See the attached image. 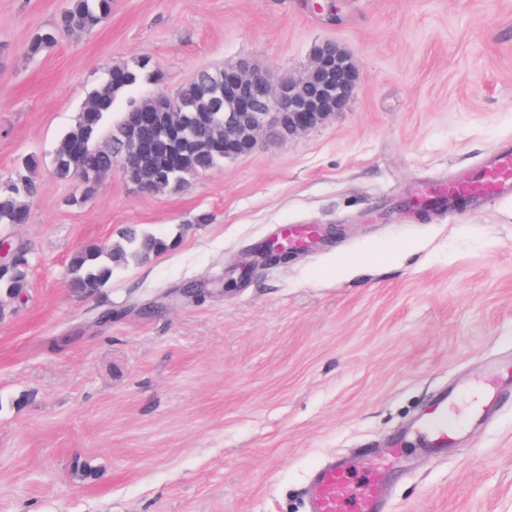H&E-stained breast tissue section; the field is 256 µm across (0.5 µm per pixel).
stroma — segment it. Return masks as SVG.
<instances>
[{
    "label": "stroma",
    "mask_w": 512,
    "mask_h": 512,
    "mask_svg": "<svg viewBox=\"0 0 512 512\" xmlns=\"http://www.w3.org/2000/svg\"><path fill=\"white\" fill-rule=\"evenodd\" d=\"M64 6L0 0V183L40 160L29 222L0 227L32 253L0 298V512H309L315 471L360 482L369 452L383 512H512V199L396 208L512 142V0H113L29 57ZM326 41L359 84L323 125L176 190L116 168L80 203L53 175L113 66L149 60L172 94L241 59L301 74ZM129 225L175 245L74 294L72 255ZM311 225L335 233L240 273ZM443 392L461 431L428 448ZM28 266L16 267L13 271L0 273V294L13 297L21 293L27 284Z\"/></svg>",
    "instance_id": "stroma-1"
}]
</instances>
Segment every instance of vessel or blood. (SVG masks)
<instances>
[{
  "label": "vessel or blood",
  "mask_w": 512,
  "mask_h": 512,
  "mask_svg": "<svg viewBox=\"0 0 512 512\" xmlns=\"http://www.w3.org/2000/svg\"><path fill=\"white\" fill-rule=\"evenodd\" d=\"M487 193L512 197V146L501 144L495 147L478 176L462 175L450 181L446 191L451 201L461 195L479 199ZM457 424L452 404L444 398L421 420L425 439L437 448L447 447L456 433ZM379 496L377 482L368 481L354 488L344 467H327L320 472L311 512H377Z\"/></svg>",
  "instance_id": "obj_1"
}]
</instances>
